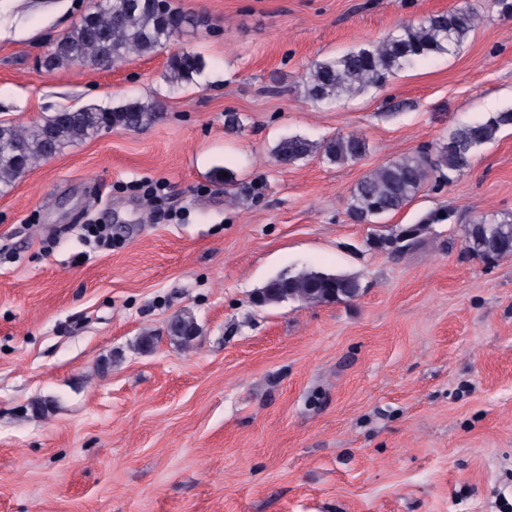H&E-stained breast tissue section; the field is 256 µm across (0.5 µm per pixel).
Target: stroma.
I'll return each instance as SVG.
<instances>
[{"label":"stroma","instance_id":"obj_1","mask_svg":"<svg viewBox=\"0 0 512 512\" xmlns=\"http://www.w3.org/2000/svg\"><path fill=\"white\" fill-rule=\"evenodd\" d=\"M95 2L0 0L1 123L165 107L0 192V512H512V258L462 243L480 217L512 218V128L380 223L346 213L367 172L512 108V15L497 0H169L201 18L175 46L45 68ZM466 4L480 21L453 54L305 98L314 61ZM175 49L204 58L193 82L166 81ZM352 133L369 146L356 162L274 159L282 138ZM139 180L162 182L163 204ZM255 180L261 197L236 198ZM443 209L402 253L374 242ZM86 224L111 225V246ZM306 267L357 274L358 297L253 303ZM181 311L186 345L165 330ZM166 332L176 341L188 343L196 332L195 319L189 312L176 314L168 321Z\"/></svg>","mask_w":512,"mask_h":512}]
</instances>
